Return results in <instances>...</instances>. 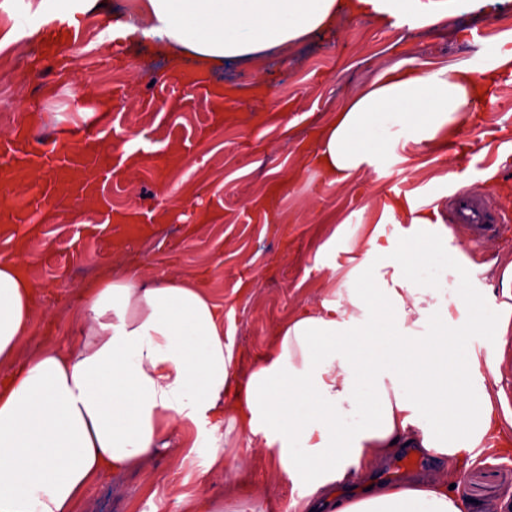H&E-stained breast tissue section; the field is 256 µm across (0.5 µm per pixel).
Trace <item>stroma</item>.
<instances>
[{
	"mask_svg": "<svg viewBox=\"0 0 512 512\" xmlns=\"http://www.w3.org/2000/svg\"><path fill=\"white\" fill-rule=\"evenodd\" d=\"M78 9L84 18L80 36L63 48L76 59V72L46 88L16 83L0 94V132L32 123L47 138L60 126L76 125L107 143L118 133L157 151L177 148L166 170L147 158L96 187L113 213L139 206L173 214L130 240L122 225L100 224L98 210L60 195L47 206L50 220L0 241V258L19 257L37 289L36 332L22 338L19 358L67 342L86 288L129 270L151 281H205L224 307L225 343L238 353L261 354L294 310L318 302L321 279L313 266L333 227L371 222L392 184H404L416 202L431 203L445 223L455 189L448 171L460 172L470 185L483 181L490 168L497 181H512V83L500 88L494 109L477 113L461 132V139L475 142L470 156L451 157L398 139L380 169L366 168L333 186L309 163L320 127L389 71L415 68L444 76L512 53V0H464L453 15L409 25L398 38L391 19L377 12H338L328 28L264 47L212 73L211 82L232 90L235 100L217 126L210 123L211 102L176 85L172 65L154 54L150 41L131 39L124 64H103L109 49L96 28L114 21L145 26L136 0H81ZM467 31L475 40L464 39ZM25 37L39 40L13 0H0V56L16 58L15 44ZM75 83L85 87L77 97L70 93ZM102 84L120 92L110 103L109 121L84 120ZM35 98L43 107L36 123L28 109ZM453 236L467 243L465 261L478 284H492L495 262L512 259V242L481 239L464 226ZM506 438L512 442V430L485 439L481 454L468 459L466 512H512V445H501ZM206 458L203 448L162 450L141 468L104 475L76 512H137L145 499L164 504L166 512H182L186 498L252 497L278 508L301 492L267 454H253L245 464L255 478L251 485L238 476L226 480L220 468L200 477Z\"/></svg>",
	"mask_w": 512,
	"mask_h": 512,
	"instance_id": "stroma-1",
	"label": "stroma"
}]
</instances>
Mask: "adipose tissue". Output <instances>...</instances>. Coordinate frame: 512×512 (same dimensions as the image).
I'll return each instance as SVG.
<instances>
[{
    "label": "adipose tissue",
    "instance_id": "1",
    "mask_svg": "<svg viewBox=\"0 0 512 512\" xmlns=\"http://www.w3.org/2000/svg\"><path fill=\"white\" fill-rule=\"evenodd\" d=\"M140 35L178 64L207 71L266 45L328 26L336 12L396 16L414 0H138ZM491 69L413 70L382 76L325 125L317 157L329 184L376 166L395 138L430 144L471 120ZM447 225L412 199L384 204L373 224L338 225L319 247L325 289L246 368L224 342V309L201 282L95 281L73 315L72 341L17 361L34 327L33 283L0 258V512H75L108 473L143 465L161 448H203L206 468L235 476L225 419L254 451L303 486L284 512H461L458 463L500 431V380L512 335V261L498 294L473 286ZM490 345L484 357L474 337ZM439 459L451 482L382 485L332 500L336 482L359 485L393 447Z\"/></svg>",
    "mask_w": 512,
    "mask_h": 512
}]
</instances>
